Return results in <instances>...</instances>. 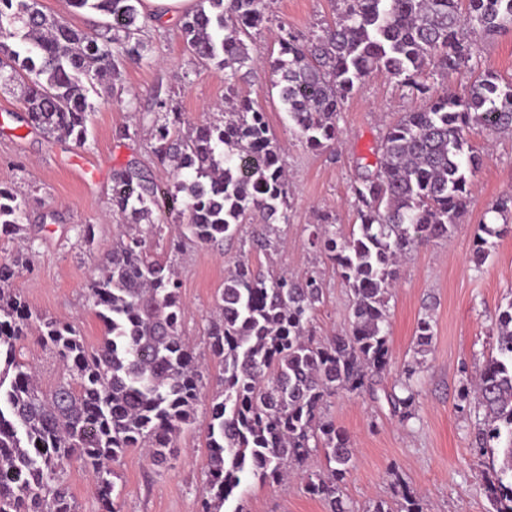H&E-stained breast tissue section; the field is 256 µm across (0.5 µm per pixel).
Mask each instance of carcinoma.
Segmentation results:
<instances>
[{
  "instance_id": "cac0c4a2",
  "label": "carcinoma",
  "mask_w": 512,
  "mask_h": 512,
  "mask_svg": "<svg viewBox=\"0 0 512 512\" xmlns=\"http://www.w3.org/2000/svg\"><path fill=\"white\" fill-rule=\"evenodd\" d=\"M142 0H68L106 17L101 33L79 32L39 8L38 0H0V87H21L23 121L53 137L81 144L95 106L87 84L121 73L119 55L141 61L146 20ZM343 8L321 35L285 33L274 62L280 98L294 136L310 150L339 141V115L362 80L384 71L411 91L436 70L446 76L472 59L470 34L512 29V0H340ZM265 0H196L182 32L201 63L224 72L232 95L224 119L190 123L155 96L152 138L159 166L176 172L163 190L136 162L112 172V210L128 231L112 244L87 288L105 332L88 348L69 322L38 314L13 288L19 260L0 258V512H78L66 473L78 463L91 473L102 512H116L114 464L129 448H145L164 463L180 434L196 421L202 365L183 334L185 304L174 269L156 258L150 236L163 225L153 212L176 218L172 245L188 239L220 246L253 225L250 247L278 251L291 222L281 150L266 115L239 95L255 58L245 38L267 22ZM474 130L512 133V81L493 70L467 95L444 92L385 126L350 190L359 224L345 234L313 224L308 244L349 288V327L313 334L323 302L321 278L264 270L243 255L229 260L217 290L216 317L206 330L219 366L220 390L206 428L207 461L199 512H223L251 479L273 486L292 466L319 452L326 472L310 474L306 491L348 512L342 485L353 468L347 434L326 414L329 399L346 392L386 400L401 422L415 417V378L433 342L429 316L419 319L412 359L399 373V391L379 396L390 367L389 302L399 262L417 247L451 234L465 213L480 155ZM27 203L0 186V226L23 231ZM146 227H141V222ZM498 231L478 225L473 262L490 252ZM495 347L460 401L473 405L476 448L501 449L488 484L495 512H512V300L494 313ZM66 363L48 392L18 358L30 327ZM367 512H424L412 493L395 511L382 502Z\"/></svg>"
}]
</instances>
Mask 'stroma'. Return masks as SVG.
Instances as JSON below:
<instances>
[{"instance_id":"35a3bbf8","label":"stroma","mask_w":512,"mask_h":512,"mask_svg":"<svg viewBox=\"0 0 512 512\" xmlns=\"http://www.w3.org/2000/svg\"><path fill=\"white\" fill-rule=\"evenodd\" d=\"M269 21L252 30L250 44L261 62L240 85L265 112L288 170L291 222L285 227L283 253L251 254L254 265L285 263L302 276H322L326 297L314 320L318 334L345 329L349 292L325 258L307 243L309 225L331 217L343 230L352 229L356 210L350 185L360 166L375 163L374 149L386 121L422 105L407 87L383 72L366 77L350 96L340 116L343 136L335 147L311 151L288 128V117L272 86L271 65L278 53V29L295 34L321 32L335 18L333 0H268ZM147 59L121 61L118 83L101 81L89 92L98 109L89 116L85 144L70 138L45 137L19 126L20 90L0 88V185L27 202L28 239L0 234V258L22 256L25 266L15 286L35 312L73 321L87 346H97L104 326L86 300V288L97 264L112 250L124 228L112 215V172L136 160L150 167L163 187L173 182L170 168L154 165L151 153L153 98L162 95L186 121L220 118L224 110V75L202 68L187 50L180 20L149 21L142 32ZM512 79V31L477 40L467 68L449 76L425 78L431 92L464 93L484 70ZM483 151L475 176L476 189L458 226L448 239L421 245L403 263L390 302L391 373L410 360L416 323L431 316L434 326L427 367L420 375L415 416L400 423L386 401L342 393L328 414L354 443V467L344 500L350 512H365L383 500L396 505L403 489L423 498L427 512H494L485 487L489 451L474 448V417L459 406L466 372L474 370L493 347L491 318L512 300V232L489 238L490 257L482 267L468 258L479 222L502 227L491 205L512 192V135L485 147L484 136L470 135ZM159 259L174 266L186 306L184 334L197 354L209 358L206 329L216 293L224 283L229 258L238 245L218 252L193 243L173 249L168 235L151 239ZM20 359L38 370L43 389L63 375L62 366L36 335L19 345ZM217 367L203 379L196 421L178 439L180 452L167 463H153L142 449H128L115 469L119 512H197L206 462L205 431L212 396L219 390ZM246 512H329L321 499L306 493L298 477L279 486H244Z\"/></svg>"}]
</instances>
